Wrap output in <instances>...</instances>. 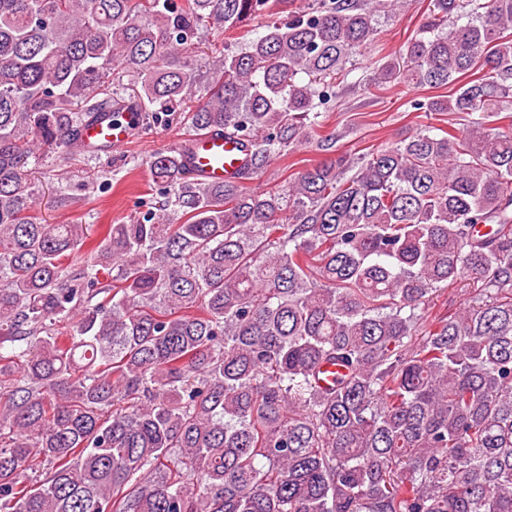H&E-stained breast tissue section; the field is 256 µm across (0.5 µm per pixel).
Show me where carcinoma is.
Returning a JSON list of instances; mask_svg holds the SVG:
<instances>
[{
    "label": "carcinoma",
    "mask_w": 512,
    "mask_h": 512,
    "mask_svg": "<svg viewBox=\"0 0 512 512\" xmlns=\"http://www.w3.org/2000/svg\"><path fill=\"white\" fill-rule=\"evenodd\" d=\"M405 4L0 0V512H512V0H432L365 79L454 85L406 105L462 133L244 184L333 143L316 108ZM258 18L201 80L200 31ZM125 80L254 164L215 186L154 154L158 211L70 271L90 225L38 221L28 166ZM325 154L326 152L318 150L314 144L294 154L277 157L263 173L257 175L254 179L246 181V184L251 188L275 189L286 178L289 180V176L293 173L302 171L306 166L321 161L326 157ZM474 287L472 280L468 277H462L456 282L451 283L448 287L442 288L433 297L434 301L431 304L432 309L430 312L433 314L448 308L454 310L462 305L468 296V292Z\"/></svg>",
    "instance_id": "1"
}]
</instances>
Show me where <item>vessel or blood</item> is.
Instances as JSON below:
<instances>
[{
	"instance_id": "b4317fda",
	"label": "vessel or blood",
	"mask_w": 512,
	"mask_h": 512,
	"mask_svg": "<svg viewBox=\"0 0 512 512\" xmlns=\"http://www.w3.org/2000/svg\"><path fill=\"white\" fill-rule=\"evenodd\" d=\"M136 120V114L105 108L81 124L76 145L84 152H112L131 139ZM188 147L187 168L197 179L213 185L237 180L251 160L247 144L221 132L191 137Z\"/></svg>"
}]
</instances>
